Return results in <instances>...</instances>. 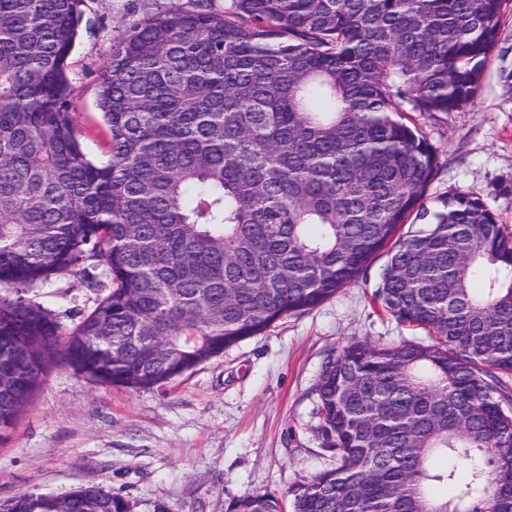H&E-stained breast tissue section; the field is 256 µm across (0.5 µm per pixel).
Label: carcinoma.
<instances>
[{"label": "carcinoma", "mask_w": 512, "mask_h": 512, "mask_svg": "<svg viewBox=\"0 0 512 512\" xmlns=\"http://www.w3.org/2000/svg\"><path fill=\"white\" fill-rule=\"evenodd\" d=\"M512 0H198L112 39L97 101L109 159L78 140L67 60L84 0H0V285L100 270L62 334L0 299V429L52 364L153 390L311 310L386 251L374 299L434 345L348 344L316 393L334 467L294 512H512V235L474 193L395 237L438 155L410 110L475 96ZM452 486L451 495L433 493ZM0 512H133L98 487ZM227 512H281L271 493Z\"/></svg>", "instance_id": "carcinoma-1"}]
</instances>
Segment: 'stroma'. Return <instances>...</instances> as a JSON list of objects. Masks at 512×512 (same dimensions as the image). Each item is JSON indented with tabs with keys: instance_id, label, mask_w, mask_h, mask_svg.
<instances>
[{
	"instance_id": "obj_1",
	"label": "stroma",
	"mask_w": 512,
	"mask_h": 512,
	"mask_svg": "<svg viewBox=\"0 0 512 512\" xmlns=\"http://www.w3.org/2000/svg\"><path fill=\"white\" fill-rule=\"evenodd\" d=\"M190 3L85 0L68 76L89 161L108 159L96 83L113 38ZM501 33L472 103L435 119L418 112L406 118L438 155L426 209L439 211L454 193H475L510 233L512 91L500 72L512 68V9L501 18ZM384 263L376 257L359 281L316 308L284 316L160 389L93 384L52 367L15 426L0 431V503L95 486L129 498L133 512H226L232 500L273 491L283 512H293L292 487L331 464L315 394L327 361L353 341H431L427 330L396 320L374 301ZM111 287L103 275L91 288L82 275L64 273L25 298L51 311L66 332Z\"/></svg>"
}]
</instances>
